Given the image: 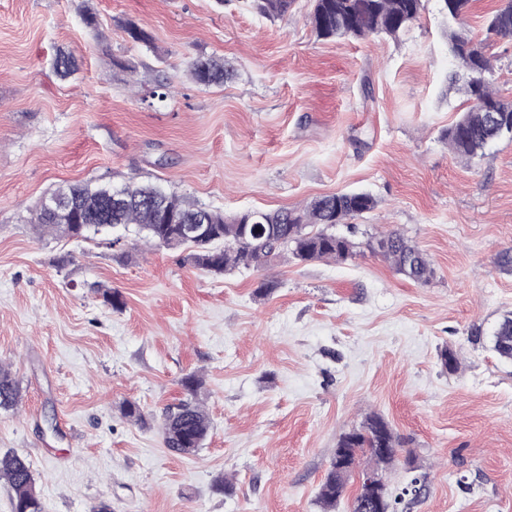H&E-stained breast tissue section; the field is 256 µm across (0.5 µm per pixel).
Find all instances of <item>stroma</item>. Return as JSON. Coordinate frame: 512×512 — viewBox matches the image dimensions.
<instances>
[{
    "mask_svg": "<svg viewBox=\"0 0 512 512\" xmlns=\"http://www.w3.org/2000/svg\"><path fill=\"white\" fill-rule=\"evenodd\" d=\"M423 3L400 39L325 40L312 0L274 22L250 0H0V365L20 387L0 455L28 457L43 512H322L340 435L372 413L401 442L391 488L426 477L403 512H512V362L491 349L512 311L497 263L512 247V138L471 163L449 149L465 97L437 0ZM501 3L474 0L463 23L510 101L512 39L486 29ZM61 51L77 60L65 79ZM203 55L232 78L195 84ZM160 82L174 88L161 103ZM132 179L226 213L348 190L377 206L356 218L348 261L280 255L220 276L184 246L133 248L130 230L112 249L28 222L58 186ZM391 229L427 255L428 284L370 250ZM264 280L277 287L261 296ZM186 400L211 429L180 455L159 425ZM129 401L144 424L123 416Z\"/></svg>",
    "mask_w": 512,
    "mask_h": 512,
    "instance_id": "obj_1",
    "label": "stroma"
}]
</instances>
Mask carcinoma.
<instances>
[{"label":"carcinoma","instance_id":"cac0c4a2","mask_svg":"<svg viewBox=\"0 0 512 512\" xmlns=\"http://www.w3.org/2000/svg\"><path fill=\"white\" fill-rule=\"evenodd\" d=\"M439 13L445 22L449 48L462 70V87L467 107L445 133L451 151L468 161L483 155V150L504 135H512V103L500 99L492 89L488 75L489 58L462 26L471 0H438ZM294 0H252L256 12L268 20L288 15ZM423 0H313L309 23L318 37L356 38L384 37L396 40L419 17ZM487 28L503 38H512V0L488 17ZM53 71L66 78L75 71L76 58L71 52H60L52 62ZM191 78L200 85H220L229 79L224 62L216 57L199 56L189 65ZM501 117L498 125L490 124L491 114ZM128 203L120 210L105 215V199L110 186L91 187L69 184L58 187L53 195L74 200L79 210L66 221L55 210L38 204L28 223L44 234L69 238L74 233L87 240L101 233L104 224L133 225L137 234L157 248H192L187 261L214 275L235 269H249L267 263L275 252L286 251L299 262L334 259L345 262L354 255V243L330 229L344 224L348 232L354 225L349 220L372 211L377 200L365 192H340L318 196L301 209L281 208L275 211L248 209L233 214L191 204L158 187L122 186ZM186 224H203L206 233L200 238H187ZM372 251L389 262L392 268L414 283L425 285L435 276L427 256L395 230L375 237ZM493 350L512 361V313L505 315L493 334ZM18 386L9 369L0 367V408L15 405ZM210 428L204 409L196 402L184 401L169 411L162 422L164 445L182 453L186 448L202 447ZM337 447L349 448L353 456L362 453L371 461L370 469L385 471L396 460L400 442L388 423L377 414L366 416L361 427L343 433ZM13 491L14 512H42L35 479L28 459L8 452L0 456V480ZM349 474L328 468L318 501L323 512H334L343 496ZM426 476L410 479L401 493L394 495L396 505L407 495L417 498L425 487Z\"/></svg>","mask_w":512,"mask_h":512}]
</instances>
